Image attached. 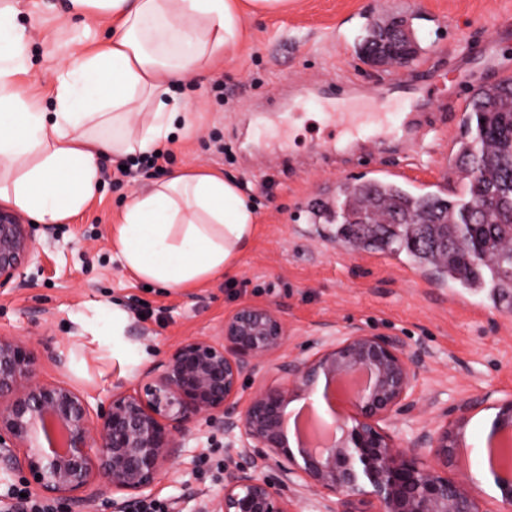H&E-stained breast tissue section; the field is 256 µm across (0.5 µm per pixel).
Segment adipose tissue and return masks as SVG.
I'll list each match as a JSON object with an SVG mask.
<instances>
[{"label":"adipose tissue","mask_w":512,"mask_h":512,"mask_svg":"<svg viewBox=\"0 0 512 512\" xmlns=\"http://www.w3.org/2000/svg\"><path fill=\"white\" fill-rule=\"evenodd\" d=\"M288 0H67L70 19L107 22L105 45L56 73L52 106L28 98L27 34L18 0H0V200L41 224H63L98 194L109 150L148 154L193 114L179 85L232 50L244 15ZM258 217L235 182L175 171L137 194L112 233L136 278L186 288L235 269Z\"/></svg>","instance_id":"adipose-tissue-1"}]
</instances>
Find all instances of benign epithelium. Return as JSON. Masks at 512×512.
<instances>
[{
	"label": "benign epithelium",
	"instance_id": "benign-epithelium-1",
	"mask_svg": "<svg viewBox=\"0 0 512 512\" xmlns=\"http://www.w3.org/2000/svg\"><path fill=\"white\" fill-rule=\"evenodd\" d=\"M40 261L32 225L0 206V290L25 286L24 270ZM288 336L281 311L243 304L224 318L220 334L186 340L169 350L132 387L112 392L92 407L66 384L37 380L42 351L15 336L0 335V457L24 475L42 499L99 502L111 512L154 497L158 480L186 445L190 424L199 431L218 424L225 447L250 459L225 472L216 500L198 512H485L480 497L448 478L457 449L465 445L467 414L497 409L489 439L497 440L490 474L500 494L497 512H512V398L484 395L416 429L410 445L433 449L424 464L399 449L391 432L397 415L410 416L419 356L398 337L352 329L320 341L305 359L283 356ZM367 371L371 379L348 394L341 422L319 418L334 431L317 447L289 446L288 403L336 396L330 383ZM258 382L240 397L243 381ZM277 465L278 477L261 475Z\"/></svg>",
	"mask_w": 512,
	"mask_h": 512
}]
</instances>
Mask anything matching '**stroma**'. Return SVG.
<instances>
[{
	"label": "stroma",
	"instance_id": "stroma-1",
	"mask_svg": "<svg viewBox=\"0 0 512 512\" xmlns=\"http://www.w3.org/2000/svg\"><path fill=\"white\" fill-rule=\"evenodd\" d=\"M406 16L419 55L434 75L430 86L416 65L402 71L418 86L415 109L426 130L412 156L400 145L364 135L326 153L327 134L316 84L349 82L351 101L373 104L387 68L361 53L367 19ZM31 37L29 65L20 80L29 95L50 103L59 64L100 45L108 26L65 16V0H24L19 18ZM246 39L222 63L184 85L193 109L190 133L170 145V169L218 171L235 180L259 223L230 276L196 288L145 286L112 250V226L129 200L158 182L153 172L120 176L126 157L99 160L101 194L65 224L36 228L41 263L25 270L27 287L0 291V334L42 342L38 378L84 391L91 405L133 386L172 345L217 335L226 316L243 304L279 309L288 324L284 356L303 358L324 336L358 326L402 338L422 356L415 420L394 437L408 449L415 427L431 424L440 408L461 407L487 394L512 398V304L485 293L451 288L430 273H412L405 254L338 248L310 210L336 193L339 173L360 158L393 169L400 182L422 192L454 186L450 149L463 132L459 76L479 86L512 74V0H293L287 12L246 19ZM223 76L224 94L211 90ZM305 99L303 113L286 118L271 99ZM127 315L129 356L146 360L126 368L112 362V311ZM494 410L478 411L467 426V452L448 476L473 477L483 465ZM189 450L163 474L156 497L184 500L189 512L214 498L230 451L219 430L189 434Z\"/></svg>",
	"mask_w": 512,
	"mask_h": 512
}]
</instances>
